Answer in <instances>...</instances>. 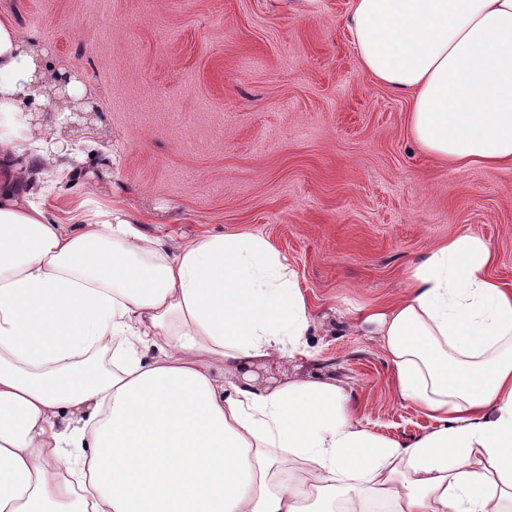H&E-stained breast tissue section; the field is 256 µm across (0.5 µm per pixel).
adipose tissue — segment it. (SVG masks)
Instances as JSON below:
<instances>
[{
	"mask_svg": "<svg viewBox=\"0 0 512 512\" xmlns=\"http://www.w3.org/2000/svg\"><path fill=\"white\" fill-rule=\"evenodd\" d=\"M356 59L410 96L409 126L454 167L512 163V0H352ZM0 14V512H506L512 290L489 243L456 234L366 311L400 398L432 423L375 435L314 357L286 255L259 234L168 244L124 209L48 215L34 88L61 71Z\"/></svg>",
	"mask_w": 512,
	"mask_h": 512,
	"instance_id": "ef3b65f1",
	"label": "adipose tissue"
}]
</instances>
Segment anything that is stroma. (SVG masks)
<instances>
[{
  "instance_id": "obj_1",
  "label": "stroma",
  "mask_w": 512,
  "mask_h": 512,
  "mask_svg": "<svg viewBox=\"0 0 512 512\" xmlns=\"http://www.w3.org/2000/svg\"><path fill=\"white\" fill-rule=\"evenodd\" d=\"M350 0H0L97 110L95 143L46 198L96 199L150 236L254 233L287 256L310 306L315 359L378 436L432 422L404 402L357 310L392 303L449 235L490 242L512 289V165L425 153L409 97L375 84L343 20Z\"/></svg>"
}]
</instances>
